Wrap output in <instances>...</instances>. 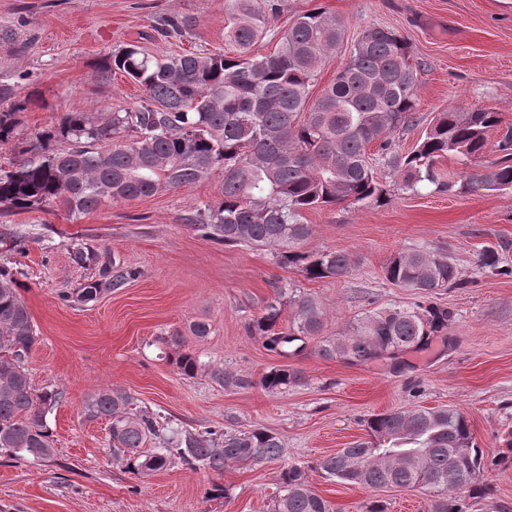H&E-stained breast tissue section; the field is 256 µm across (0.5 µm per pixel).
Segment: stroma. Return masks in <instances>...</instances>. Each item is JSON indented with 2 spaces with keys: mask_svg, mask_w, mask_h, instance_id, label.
I'll list each match as a JSON object with an SVG mask.
<instances>
[{
  "mask_svg": "<svg viewBox=\"0 0 512 512\" xmlns=\"http://www.w3.org/2000/svg\"><path fill=\"white\" fill-rule=\"evenodd\" d=\"M271 20L284 31L316 7L343 24V49L330 54L318 86L331 82L345 61V47L369 26L394 30L419 63V126L396 133L399 152L410 151L435 113L480 107L499 113L488 130L486 157L512 127V0H284ZM190 16L197 27L180 38L156 31L169 17ZM224 0H0V84L11 85L19 112L17 135L0 142V166L11 167L35 133L69 112L131 108L137 85L122 76L95 75L101 60L135 42L152 53L220 52ZM387 191L382 206L327 207L306 213L313 233L307 252L333 250L355 262L351 275L305 279L278 265L269 248L225 247L202 237L182 218L194 207L221 200L222 171L189 188L130 202L102 203L80 218L57 208L9 214L0 223L22 228L17 245L0 243V263H16L20 294L39 333L25 368L36 390L57 389L63 398L47 417L50 458L11 459L0 454V512H272L279 466L228 464L222 473L170 468L150 475L125 472L113 461L105 421L81 411L94 392L121 389L137 406L150 407L188 429L205 426L265 427L283 440L284 464L307 467L311 485L335 512H430L417 490L373 492L327 479L317 462L362 436L368 415L393 409L452 406L463 411L485 459L497 457L501 436L512 430V191L493 195L402 186L379 169ZM82 246L99 261L74 265L69 251ZM428 247L448 253L467 279L435 301L455 321L427 347L400 354L402 370L383 360L347 365L321 358L309 340L289 363L302 384L281 393L259 380L282 359L246 330L275 287L315 296L327 334H336L362 312L412 307L420 296L389 283L390 254ZM499 257L480 267L482 253ZM131 269L125 288L82 305L62 297L97 275L100 265ZM209 323L208 336L188 330ZM190 352L202 363L194 377L174 364ZM221 368L247 381L224 388L211 372ZM282 463V464H283Z\"/></svg>",
  "mask_w": 512,
  "mask_h": 512,
  "instance_id": "stroma-1",
  "label": "stroma"
}]
</instances>
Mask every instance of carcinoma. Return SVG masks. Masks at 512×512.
<instances>
[{"label":"carcinoma","instance_id":"obj_1","mask_svg":"<svg viewBox=\"0 0 512 512\" xmlns=\"http://www.w3.org/2000/svg\"><path fill=\"white\" fill-rule=\"evenodd\" d=\"M282 10L280 0H224L228 23L224 52L152 55L130 44L106 57L100 77L120 74L142 92L140 105L109 112H69L60 123L35 135L25 158L0 168V205L11 214L59 205L70 216L96 210L105 200L133 201L195 185L224 170L222 200L184 215L203 237L226 246L279 248L276 262L298 269L306 279L342 278L354 262L341 252H301L313 232L303 214L337 204L378 206L386 202L376 167L403 174L412 188L422 182L450 191L436 166L456 156L467 166L481 158L486 132L501 123L498 113L448 109L432 118L410 152L392 149L390 137L415 125L417 68L411 47L394 31L367 27L348 50L347 60L316 99L311 87L326 57L343 45L335 14L314 8L280 37L277 51L253 54L267 37L268 20ZM196 27L191 18H171L163 37ZM17 106L0 112V142L16 136ZM378 145L369 153V146ZM499 157L483 172H465L471 190L494 194L512 190V130L498 142ZM77 265L97 262L88 248L75 247ZM384 275L398 288L431 296L465 281L448 254L414 250L392 254ZM131 270L102 268L86 281L76 300L89 303L126 286ZM17 272L0 264V450L16 458L53 454L47 416L63 398L55 390L37 392L24 368L38 340L29 308L19 292ZM282 293L247 324L266 349L286 358L319 337L317 353L357 365L396 360L448 332L452 313L430 303L369 311L343 334L323 335V311L310 295L288 297L292 316L283 328ZM179 372L194 376L197 357L175 358ZM302 381L289 365L271 368L260 385L272 393ZM134 397L103 389L84 403L88 420L105 418L113 458L140 476L180 466L221 473L228 463L265 465L283 459L281 437L265 428L226 430L222 426L174 429L149 409L133 412ZM364 436L319 461L327 478L370 491L424 488L433 494L432 512H472L490 496L484 480L489 466L512 465V433L505 451L488 462L474 441L469 420L451 407H419L376 413L364 420ZM275 512H333L309 485L298 465L279 473Z\"/></svg>","mask_w":512,"mask_h":512}]
</instances>
